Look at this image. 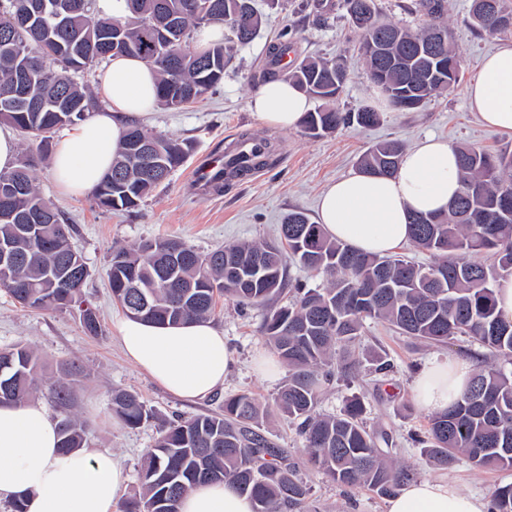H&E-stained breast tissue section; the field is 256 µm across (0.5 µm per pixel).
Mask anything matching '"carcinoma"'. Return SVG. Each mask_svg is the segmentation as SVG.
<instances>
[{
    "instance_id": "obj_1",
    "label": "carcinoma",
    "mask_w": 512,
    "mask_h": 512,
    "mask_svg": "<svg viewBox=\"0 0 512 512\" xmlns=\"http://www.w3.org/2000/svg\"><path fill=\"white\" fill-rule=\"evenodd\" d=\"M30 0H0V120L23 140L33 141L52 130L85 119L96 107L88 86L79 83L73 60L90 67L114 54L135 56L158 73L159 102L176 107L189 96L197 101L224 79L231 47L214 43L203 52H189L184 39L201 25L221 24L237 43H250L262 23L256 0H208L209 14L190 9L193 0H126L121 17L104 15L94 0L56 21L59 0H37L43 15L15 27L10 15ZM471 0L473 25L489 33L512 31V8L497 0ZM430 22L418 32L379 18L375 0H343V7L361 34V49L372 82L397 109L413 110L459 81L461 61L443 17L445 0H418ZM171 35L168 48L155 46L159 28ZM445 42L430 52L436 34ZM293 50L288 35L268 48L263 78L279 77L283 60ZM307 96L325 106L305 114L302 127L318 137L344 124L370 127L380 120L372 108L342 113L336 101L348 81L344 63L303 60L286 73ZM83 103L82 112H63L59 99ZM157 146L156 172L133 155L140 143ZM188 150L184 142L130 127L112 168L92 190L107 210L133 211L180 166ZM402 146L386 142L361 158L363 170L380 175L396 172ZM222 167L205 180L206 189L222 192L233 181L271 166L276 146L267 138L241 137L224 149ZM461 191L446 213L411 216L410 241L432 254L428 265L400 255L361 253L327 236L324 228L302 212H291L278 243L232 244L201 253L178 238H159L135 247L112 249L108 281L113 301L133 318L149 323L208 319L216 297L264 309L260 331L288 367V380L276 398L277 408L299 421L308 463L336 484L365 486L388 497L413 478L407 467L388 459L377 437L363 422L364 401L353 396L334 415L316 411L322 384L356 369L350 356L335 348L351 347L362 336L366 320L383 322L399 334L434 343L468 336L509 363L512 322L496 312L495 285L512 276V214L500 210L503 196H512V154L483 148H457ZM35 160L25 157L11 171L0 172V188L18 185L10 207L23 215L16 224L0 220V239L11 242L15 261L0 289L24 307L67 310L84 303L90 276L84 257L70 236L56 233L62 224L72 231L57 208L35 184ZM490 257V264L472 259ZM322 273L324 288H287L288 262ZM148 294V307L137 315L131 308L130 285ZM292 293V301L278 298ZM87 336L102 334L96 312L80 311ZM41 363L26 343L0 350V403L23 401L39 389ZM59 419L60 448L71 452L83 445L84 425L76 412L77 395L58 379L45 385ZM111 410L136 428L150 418L141 397L132 391L112 395ZM265 411L246 393L224 398L220 414L179 417L165 423L141 459L139 489L122 504V512H178L182 495L200 482L230 480L255 503V512H316L310 490L283 449L261 431ZM424 453L429 462L448 467L459 457L477 468H512V372L489 366L475 373L468 391L448 409L429 419ZM491 512H512V483L497 486Z\"/></svg>"
}]
</instances>
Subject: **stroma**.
I'll return each mask as SVG.
<instances>
[{
  "label": "stroma",
  "instance_id": "1",
  "mask_svg": "<svg viewBox=\"0 0 512 512\" xmlns=\"http://www.w3.org/2000/svg\"><path fill=\"white\" fill-rule=\"evenodd\" d=\"M470 0H448L446 22L457 54L464 64L460 81L451 90L428 100L422 107L399 111L388 107L380 90L369 79L359 49V36L340 7L317 10L306 0H282L264 12L262 26L248 45L235 47L223 82L201 100L181 108L156 106L140 124L153 133L187 142L191 150L174 171L132 213H115L97 207L91 195H61L51 171L50 157L60 130L48 133L44 143H20V153H33L35 183L42 195L61 210L73 228L71 241L82 252L91 275L85 300L94 308L102 336H86L79 309L34 310L22 307L0 290V348L18 342L29 344L42 361V379L57 377L61 364L81 363L85 372L76 383L78 410L86 423L85 443L109 448L128 473L126 495L138 484V466L153 443L160 425L177 415L221 412L227 395L247 392L269 411L264 433L284 448L310 488L317 512H385V500L365 487L342 489L306 462V441L296 423L280 413L276 394L288 377L280 367L276 379L254 363L271 348L260 333L263 311L241 307L219 298L211 320L224 332L235 363L222 391L194 402L180 399L140 371L122 352L112 326L121 308L112 300L107 280L110 252L116 246H134L154 238L177 237L206 252L226 244L252 240L274 241L288 213L317 215L320 192L330 182L356 171L360 156L372 145L398 141L412 147L428 135L448 140L452 146L470 145L496 152H512V138L479 123L465 104L464 92L477 74L484 55L499 42L498 36L476 29L469 15ZM296 37L290 62L306 57L340 59L350 78L339 99L346 111L371 107L382 115L379 124L362 128L345 126L319 138L302 127L273 129L259 121L249 108L252 94L262 84L267 48L282 30ZM266 137L277 145L275 163L252 173L221 193L202 189L193 179L202 163L220 156L224 147L241 135ZM351 352L358 363L348 379L323 385L318 412L339 413L347 396L364 400V420L381 439V449L412 470L415 479L444 477L461 491L490 495L499 484L512 482V470L477 469L460 460L450 468L429 464L412 433L424 432L429 410L417 405L413 378L422 364L434 357L468 361L480 369L492 364L489 352L464 336L445 344H429L402 336L381 322H366ZM391 363L388 372L374 370L377 357ZM137 392L152 412L136 429L128 428L110 412L115 391Z\"/></svg>",
  "mask_w": 512,
  "mask_h": 512
}]
</instances>
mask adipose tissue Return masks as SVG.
<instances>
[{"mask_svg": "<svg viewBox=\"0 0 512 512\" xmlns=\"http://www.w3.org/2000/svg\"><path fill=\"white\" fill-rule=\"evenodd\" d=\"M157 83L155 68L135 57H111L98 72L102 109L69 125L51 155L64 194L85 195L109 172L129 120L156 105ZM466 103L486 127L512 136V41L485 57L466 87ZM251 106L264 125L286 129L300 124L310 101L281 78L262 85ZM459 189L455 149L428 137L403 153L393 175L361 170L328 185L318 221L330 238L384 256L409 242L411 213L446 211ZM115 328L126 356L169 393L196 400L223 389L233 353L211 321L155 324L123 316ZM471 377L466 362L430 360L416 375L415 401L445 410L466 392ZM58 443V420L43 401L0 405V501L23 498L26 512H113L129 481L119 459L107 448L66 453ZM179 512H254V504L233 482L205 483L183 496ZM386 512H488V502L430 478L401 486L388 497Z\"/></svg>", "mask_w": 512, "mask_h": 512, "instance_id": "1", "label": "adipose tissue"}]
</instances>
